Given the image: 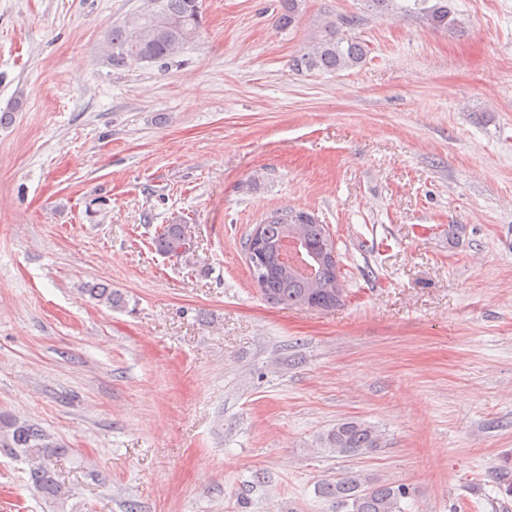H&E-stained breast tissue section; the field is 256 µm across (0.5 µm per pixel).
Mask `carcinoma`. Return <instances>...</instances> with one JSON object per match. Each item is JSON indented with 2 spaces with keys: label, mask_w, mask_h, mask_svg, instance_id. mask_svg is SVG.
Segmentation results:
<instances>
[{
  "label": "carcinoma",
  "mask_w": 512,
  "mask_h": 512,
  "mask_svg": "<svg viewBox=\"0 0 512 512\" xmlns=\"http://www.w3.org/2000/svg\"><path fill=\"white\" fill-rule=\"evenodd\" d=\"M300 0H282L284 13L279 23L291 27L298 17ZM451 0H436L424 8V16L433 29H454L460 21L454 16ZM202 18L197 0H150V7L115 26L107 34L104 48L116 68L132 63L149 62L166 65L174 60L200 31ZM364 42L356 36L314 39L292 59L296 71H336L351 69L366 57ZM261 265L264 269L261 294L269 301L302 307L307 301L329 310L339 306L326 288L332 278L329 265H317L302 272L283 258L285 240L302 236L305 254L320 256L336 251L326 225L306 210L278 209L259 225ZM156 251L194 258V227L190 224H165L155 239ZM89 295L109 308L120 306L119 294L110 288L87 289ZM381 447V434L369 424L347 418L336 424L325 437V451L338 455L365 454ZM0 448L29 465V479L45 497L61 500L68 493L54 470L51 457L57 445L41 427L0 412ZM323 496L336 502V508L349 512H401L400 500L406 495L402 485L395 487L375 481L361 473L339 477L322 485Z\"/></svg>",
  "instance_id": "cac0c4a2"
}]
</instances>
